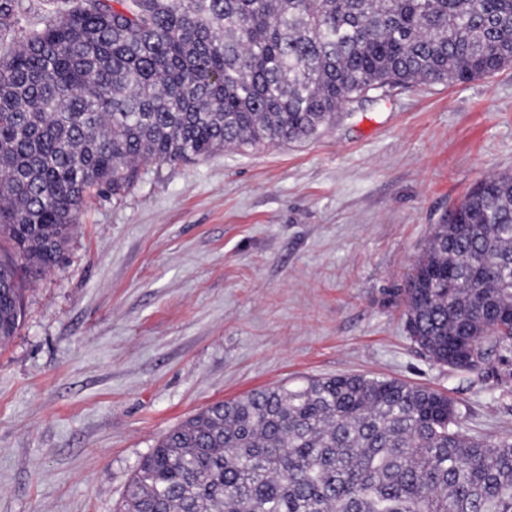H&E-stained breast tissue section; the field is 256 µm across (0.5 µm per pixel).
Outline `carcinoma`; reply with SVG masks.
I'll return each mask as SVG.
<instances>
[{
	"label": "carcinoma",
	"instance_id": "carcinoma-1",
	"mask_svg": "<svg viewBox=\"0 0 512 512\" xmlns=\"http://www.w3.org/2000/svg\"><path fill=\"white\" fill-rule=\"evenodd\" d=\"M0 0V344L89 190L151 164L302 142L353 102L512 67V0ZM430 361L512 352V172L475 184L394 292ZM447 394L338 375L206 406L142 457L120 512H512V439Z\"/></svg>",
	"mask_w": 512,
	"mask_h": 512
}]
</instances>
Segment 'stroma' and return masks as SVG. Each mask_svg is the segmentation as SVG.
I'll use <instances>...</instances> for the list:
<instances>
[{"label": "stroma", "instance_id": "1", "mask_svg": "<svg viewBox=\"0 0 512 512\" xmlns=\"http://www.w3.org/2000/svg\"><path fill=\"white\" fill-rule=\"evenodd\" d=\"M512 171V68L347 107L314 139L155 164L91 194L0 347V512H117L139 460L209 404L342 374L444 392L512 437V354L431 362L390 296L434 225Z\"/></svg>", "mask_w": 512, "mask_h": 512}]
</instances>
